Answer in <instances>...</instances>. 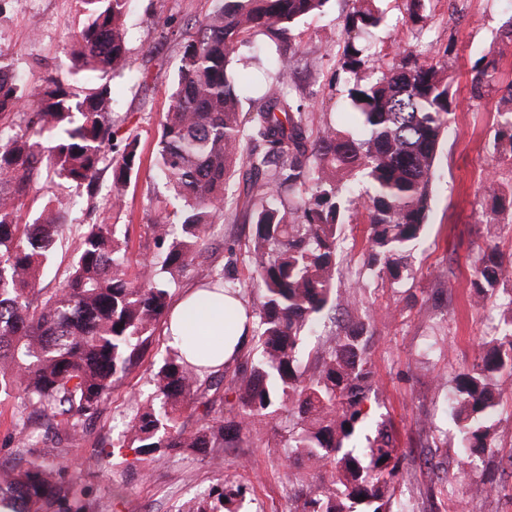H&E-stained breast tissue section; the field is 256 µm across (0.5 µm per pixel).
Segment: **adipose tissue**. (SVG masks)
Instances as JSON below:
<instances>
[{
	"mask_svg": "<svg viewBox=\"0 0 512 512\" xmlns=\"http://www.w3.org/2000/svg\"><path fill=\"white\" fill-rule=\"evenodd\" d=\"M248 317L243 302L231 296L194 289L173 308L164 332L171 347L186 350L189 344L209 353V365L232 362L243 348Z\"/></svg>",
	"mask_w": 512,
	"mask_h": 512,
	"instance_id": "obj_1",
	"label": "adipose tissue"
}]
</instances>
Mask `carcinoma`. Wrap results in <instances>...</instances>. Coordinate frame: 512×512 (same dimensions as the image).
Wrapping results in <instances>:
<instances>
[{
	"label": "carcinoma",
	"mask_w": 512,
	"mask_h": 512,
	"mask_svg": "<svg viewBox=\"0 0 512 512\" xmlns=\"http://www.w3.org/2000/svg\"><path fill=\"white\" fill-rule=\"evenodd\" d=\"M132 0H79L87 17L66 48L72 81L49 73L27 87L0 51V398L12 397L18 464L0 470V512H86L64 471L34 455L43 429L52 448L82 447L86 423L121 380L144 358L155 325L169 311L180 277L209 260L207 238L224 223L235 168L255 177L258 202L246 210L252 225L244 261L251 270V338L232 376L205 377L176 351L150 374L119 447L141 456L184 448H230L252 437L257 421L271 425L288 460L320 476L296 512H416L397 495L405 455L391 423L370 417L375 394L368 355L371 316L358 291L334 292L345 251L346 214L366 224L362 269L393 284L404 279L409 252L430 211V189L440 139L457 109L455 57L445 49L434 64L410 50L370 64L363 35L379 27L378 0H349L339 63L347 73L371 71L348 89L351 128L309 126L290 92L303 54L292 42L302 20L328 0H213L202 22L169 33L182 48L177 84L161 125L154 168L166 191L148 225L155 252L133 263L129 229L87 224L64 284L46 295L43 272L54 256L64 221L63 200H48L32 220H20L22 201L40 181L92 187L104 162L112 168L107 204L120 207L140 168L137 136L112 121L110 82L133 72L124 19ZM430 0H406L405 24L423 30ZM273 75L240 109L246 86L234 68L241 49L267 51ZM512 50V18L497 46L480 57L470 99L502 92L495 143L512 155V82L500 86L498 61ZM484 224L512 213V190L494 180L481 187ZM512 255L495 246L480 252L470 279L477 305L502 292L500 320L507 331L486 339L472 362L448 381V402L461 456L459 482L475 497L499 493L496 471H478L493 447L498 407L512 378ZM201 287L240 293L241 282L212 268ZM234 397L238 421L224 424ZM196 417L193 429L181 422ZM439 493L453 486L443 462L426 458ZM246 488L229 480L186 512H239Z\"/></svg>",
	"instance_id": "obj_1"
}]
</instances>
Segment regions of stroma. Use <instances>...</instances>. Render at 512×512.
Segmentation results:
<instances>
[{
    "label": "stroma",
    "mask_w": 512,
    "mask_h": 512,
    "mask_svg": "<svg viewBox=\"0 0 512 512\" xmlns=\"http://www.w3.org/2000/svg\"><path fill=\"white\" fill-rule=\"evenodd\" d=\"M381 7L386 24L367 40L373 58L388 62L408 48L430 63L438 51L452 48L459 107L437 151L429 225L407 257L408 276L398 284L359 277L358 258L347 253L336 269V287L341 290L357 280L363 283L359 295L373 315L369 354L380 400L374 412L392 420L399 445L408 453L404 497L412 499L417 512H430L426 491L432 474L424 463L418 423L429 419L439 430L448 431V442L440 450L456 455L454 422L446 390L437 379L471 363L482 339L504 330L494 300L473 308L467 295L481 248L492 244L512 253V216L503 215L500 223L487 225L479 215L486 179H494L502 189L512 188V156L497 152L494 145V101L470 102L468 90L475 62L495 47L502 24L512 18V0H433L431 19L418 35L404 23L405 0H383ZM212 9V0H136L126 31L136 52L137 73L114 79L112 97L116 124L139 136L142 165L130 179L122 207L107 208L98 195L92 204L68 209L57 252L41 283L46 292L55 291L63 281L80 225L103 220L129 225L131 257L148 256L147 226L157 215L152 156L180 61L177 42L163 39L161 32L178 23L203 20ZM347 11L348 0H329L324 12L307 18L295 32L305 57L294 81L315 129L330 120L339 125L350 120L345 101L354 77L337 66L341 53L337 36ZM85 22L78 0H22L1 7L0 51L12 57L28 82L39 81L50 68L66 75L69 61L64 48ZM249 184L246 171L237 170L224 222L209 237L210 264L183 276L172 291L173 298L206 280L209 267L223 266L232 253L244 252L251 228L239 214L250 198ZM168 349L163 326H156L141 363L115 385L101 413L88 423L83 447L50 452L47 461L64 467L88 500L111 503L112 512H180L225 480L248 487L244 512H293L295 491L288 481L292 471L284 448L277 444L221 448L224 464L219 468L191 451L176 456L160 452L141 461L129 448L113 449V456L100 466L88 465L93 448H113L128 427L137 396L149 388L152 364L165 357ZM417 356L422 364L409 371L408 361ZM499 413L502 421L494 456L486 461L490 467L506 466L512 457V396H503ZM501 483L502 491L489 498L457 493L454 503L439 512H512V468L506 466Z\"/></svg>",
    "instance_id": "1"
}]
</instances>
